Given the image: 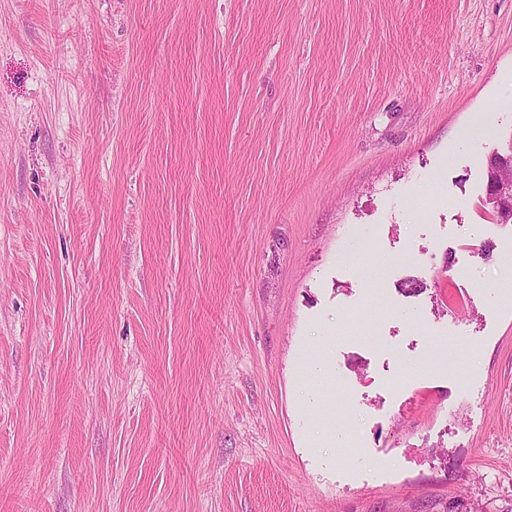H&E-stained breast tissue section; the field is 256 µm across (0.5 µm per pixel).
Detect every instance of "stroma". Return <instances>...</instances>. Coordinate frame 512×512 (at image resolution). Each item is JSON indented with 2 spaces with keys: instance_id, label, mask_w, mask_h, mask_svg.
<instances>
[{
  "instance_id": "obj_1",
  "label": "stroma",
  "mask_w": 512,
  "mask_h": 512,
  "mask_svg": "<svg viewBox=\"0 0 512 512\" xmlns=\"http://www.w3.org/2000/svg\"><path fill=\"white\" fill-rule=\"evenodd\" d=\"M511 142L512 0H0V512H512ZM508 170H512L510 145L503 152L495 149L487 158L488 182L485 202L491 204L498 215L512 214V177L505 175Z\"/></svg>"
}]
</instances>
